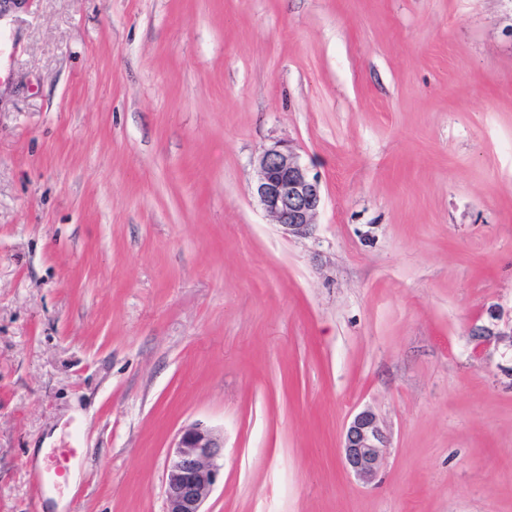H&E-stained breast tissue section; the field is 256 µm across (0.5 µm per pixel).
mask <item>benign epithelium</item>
Segmentation results:
<instances>
[{
    "label": "benign epithelium",
    "instance_id": "obj_1",
    "mask_svg": "<svg viewBox=\"0 0 512 512\" xmlns=\"http://www.w3.org/2000/svg\"><path fill=\"white\" fill-rule=\"evenodd\" d=\"M257 168L254 192L267 215L290 235H308L322 205L318 178L310 175L293 149L279 144L262 152ZM387 448V432L377 415L365 409L346 428L341 446L344 466L369 484L378 477ZM223 456L224 437L213 428L201 422L182 427L163 479V512H204Z\"/></svg>",
    "mask_w": 512,
    "mask_h": 512
}]
</instances>
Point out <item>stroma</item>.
Returning <instances> with one entry per match:
<instances>
[{"label":"stroma","mask_w":512,"mask_h":512,"mask_svg":"<svg viewBox=\"0 0 512 512\" xmlns=\"http://www.w3.org/2000/svg\"><path fill=\"white\" fill-rule=\"evenodd\" d=\"M0 28V512H512V0H9ZM293 147L312 233L252 193ZM389 436L369 484L341 444ZM388 435L370 409L356 414L346 428L341 451L345 468L363 483L378 477L385 459ZM163 479V512H206L203 504L218 483L224 436L201 422L182 427Z\"/></svg>","instance_id":"stroma-1"}]
</instances>
